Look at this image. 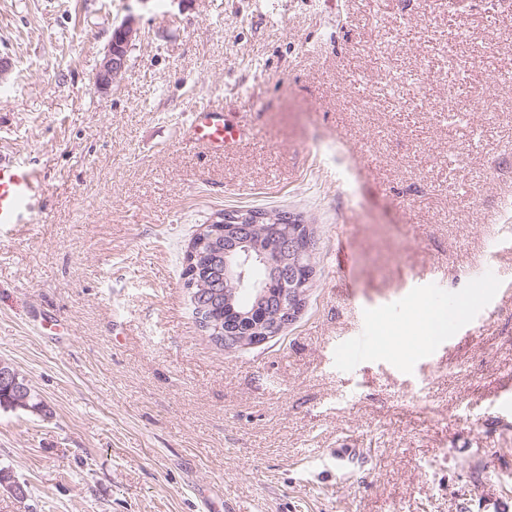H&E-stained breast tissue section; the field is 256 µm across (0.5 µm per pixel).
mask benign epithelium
<instances>
[{"mask_svg":"<svg viewBox=\"0 0 512 512\" xmlns=\"http://www.w3.org/2000/svg\"><path fill=\"white\" fill-rule=\"evenodd\" d=\"M138 37L135 17H127L115 29V34L105 51L97 69L94 82L101 90L109 89L113 82L125 74L128 66V51ZM274 225L269 241L257 242L248 231L258 224ZM224 233V238L230 239L240 249L236 261V269L230 268L229 260H224V283L231 287L224 289V300L231 307L238 304V317L242 323L251 322L253 308L251 302L237 300L240 288L247 289L252 295L268 298L270 295L269 282L263 277H246V267L255 264L273 268L278 273L279 285L275 292L277 304L275 312L269 319L248 328L247 333L238 330L224 329V350L232 351L243 347H255L280 336L288 325L294 323L301 314L312 287L313 274L310 262L313 261L310 227L303 223L294 226L293 232L281 229V224L273 213L263 215H226L220 221H212L201 228V234L214 241V230Z\"/></svg>","mask_w":512,"mask_h":512,"instance_id":"7a95c632","label":"benign epithelium"}]
</instances>
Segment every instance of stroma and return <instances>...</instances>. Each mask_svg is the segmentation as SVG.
<instances>
[{
	"mask_svg": "<svg viewBox=\"0 0 512 512\" xmlns=\"http://www.w3.org/2000/svg\"><path fill=\"white\" fill-rule=\"evenodd\" d=\"M0 60V145L47 185L0 228V360L47 408L0 407L28 487L0 512H512V291L440 353L408 333L433 280L512 284V0H0ZM201 107L260 138L204 152ZM247 209L312 225L315 274L280 336L225 352L182 261ZM138 37V28L133 16H128L120 26L105 51L97 69L94 82L99 89H109L113 82L125 74L128 66V51ZM372 337L369 329L362 336H355L347 341H344L340 345V358L343 361H349L351 359H360L363 354L370 347Z\"/></svg>",
	"mask_w": 512,
	"mask_h": 512,
	"instance_id": "1",
	"label": "stroma"
}]
</instances>
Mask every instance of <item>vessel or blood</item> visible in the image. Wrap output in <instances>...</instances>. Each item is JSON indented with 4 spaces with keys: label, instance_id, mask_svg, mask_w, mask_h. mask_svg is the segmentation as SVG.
I'll return each instance as SVG.
<instances>
[{
    "label": "vessel or blood",
    "instance_id": "1",
    "mask_svg": "<svg viewBox=\"0 0 512 512\" xmlns=\"http://www.w3.org/2000/svg\"><path fill=\"white\" fill-rule=\"evenodd\" d=\"M186 133L191 143L220 153L235 148L247 136L245 129L229 124L223 112L209 107L191 112ZM45 194V181L35 168L10 154L0 153V226L37 223ZM433 312L445 319L452 330L465 327L474 318L472 312L443 301L434 305ZM371 342L368 333L342 342L341 360L360 359Z\"/></svg>",
    "mask_w": 512,
    "mask_h": 512
}]
</instances>
